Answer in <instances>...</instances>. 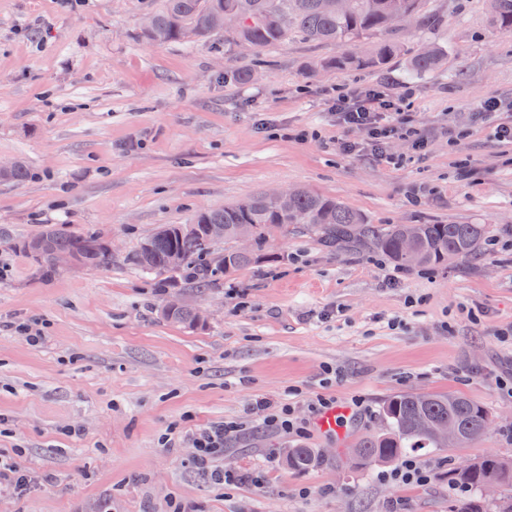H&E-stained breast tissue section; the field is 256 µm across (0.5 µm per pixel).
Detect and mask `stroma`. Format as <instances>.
I'll return each instance as SVG.
<instances>
[{
	"label": "stroma",
	"mask_w": 512,
	"mask_h": 512,
	"mask_svg": "<svg viewBox=\"0 0 512 512\" xmlns=\"http://www.w3.org/2000/svg\"><path fill=\"white\" fill-rule=\"evenodd\" d=\"M159 5L0 0V160L30 171L0 182V225L19 240L47 224L103 229L118 246L109 267L49 281L23 253L0 251V452L21 449L40 479L0 496V512H169L174 501L191 512H450L461 492L448 485L449 462L512 460V143L496 134L512 112L477 117L488 98L512 102V36L490 27L486 0H426L432 24L394 37L412 50L444 46L434 73L408 79L397 58L383 72L313 76L336 45L292 37L264 50L258 70L252 54L225 56L220 33L145 43L143 16ZM230 67L246 79L226 80ZM339 86L406 99L428 135L425 158L398 138L395 165L339 152L347 134L322 100ZM461 126L467 137L451 142ZM303 129L320 139H296ZM289 187L336 197L375 224H482L487 243L480 259L418 270L277 233V261L204 294L185 290L203 322L166 321L156 276L125 255L198 209ZM18 321L42 343L18 335ZM430 391L485 406L488 433L420 454L424 485H392L382 466L350 462L348 447L385 430L386 399ZM320 397L344 410L338 429L320 428ZM263 400L291 403L305 437L266 426ZM224 422L236 431L200 467L190 435ZM70 425L80 436L63 435ZM171 426L175 440L162 445ZM296 446L318 453L315 467L288 470L282 451ZM222 470L237 480L218 481Z\"/></svg>",
	"instance_id": "obj_1"
}]
</instances>
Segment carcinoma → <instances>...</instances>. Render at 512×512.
Here are the masks:
<instances>
[{
    "instance_id": "carcinoma-1",
    "label": "carcinoma",
    "mask_w": 512,
    "mask_h": 512,
    "mask_svg": "<svg viewBox=\"0 0 512 512\" xmlns=\"http://www.w3.org/2000/svg\"><path fill=\"white\" fill-rule=\"evenodd\" d=\"M425 0H344L334 11L323 6V0H162L160 8L150 12L151 25L140 29V36L155 45L194 42L217 31L224 32V42L239 47L242 42L253 45V52L276 46L297 35L314 43H333L341 48L336 56L312 66V72L325 69L367 67L378 71L390 61L404 56L408 74L421 77L437 70L445 49L432 43L428 48L411 51L389 37L395 16L422 22ZM234 13L240 25L224 28V15ZM495 30L512 34V0H496L489 14ZM378 40L363 51L362 40L372 36ZM225 225L226 241H234L236 227L250 224L254 230L255 248L241 254L230 248L215 251L207 244L204 225ZM317 237L324 246L338 252L381 253L401 267L407 266L402 254L404 230L414 233L419 250L418 266L445 265L449 258H469L480 252L487 238L483 224H372L362 213L341 201L301 191L284 201L261 193L251 197V206L238 205L199 212L191 224H165L141 241L125 260L142 272H165L168 277L158 284L164 291L180 283L186 288L204 292L224 286V279L242 268L258 262H275L277 256L266 252L267 236L272 232L288 233L290 227ZM49 249L55 252H78L90 267L105 268L112 264L108 248L109 236L100 230L81 234L63 232L55 227L43 231ZM387 429L369 432L348 452L363 464L389 463L404 456L430 449H440L427 425L453 421L460 433V444L483 436L488 429V410L456 392L402 393L387 399L382 406ZM317 459L310 448H293L288 453V468L304 472L315 466ZM493 477L499 485L512 484V461L498 455L475 459L468 471L448 468V485L468 491L480 490L482 482ZM512 512V498L488 502L484 498L466 499L454 504L453 512Z\"/></svg>"
}]
</instances>
